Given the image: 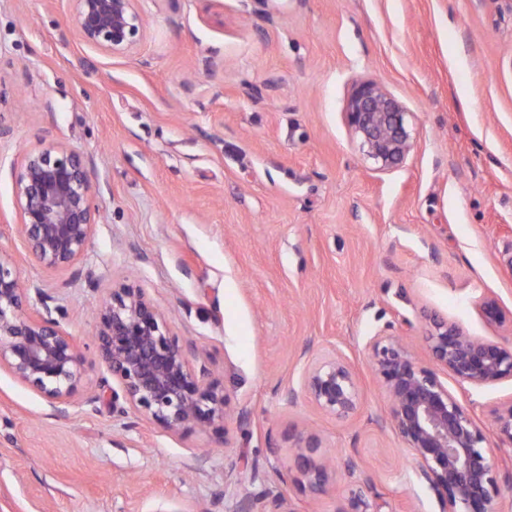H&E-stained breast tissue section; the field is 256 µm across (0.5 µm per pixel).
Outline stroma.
Segmentation results:
<instances>
[{
	"label": "stroma",
	"instance_id": "stroma-1",
	"mask_svg": "<svg viewBox=\"0 0 512 512\" xmlns=\"http://www.w3.org/2000/svg\"><path fill=\"white\" fill-rule=\"evenodd\" d=\"M143 40L110 55L79 37L72 0H0V253L84 359L67 414L0 369V512H442L388 421L365 344L385 330L432 365L433 313L481 339L512 334V0H139ZM399 100L414 146L373 170L346 123L354 83ZM77 150L100 219L85 255L27 254L15 174ZM142 289L207 367L225 437L112 410L96 309ZM495 297L501 323L481 313ZM337 350L361 407L346 421L302 386ZM449 390L480 422L512 382ZM294 399H287V392ZM315 429L336 474L312 490L292 440ZM259 478L249 482L244 460Z\"/></svg>",
	"mask_w": 512,
	"mask_h": 512
}]
</instances>
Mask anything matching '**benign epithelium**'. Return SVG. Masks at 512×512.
<instances>
[{"mask_svg": "<svg viewBox=\"0 0 512 512\" xmlns=\"http://www.w3.org/2000/svg\"><path fill=\"white\" fill-rule=\"evenodd\" d=\"M83 42L105 53L130 52L144 37L145 21L137 0H73ZM346 120L365 158L379 172L398 165L413 141L404 106L374 81L354 84ZM20 230L29 253L42 266L63 269L88 250L97 224L93 186L81 154L53 146L28 154L15 175ZM27 287L18 266L0 257V368H7L65 411L79 392L84 361L74 339L49 308L26 312ZM482 314L501 322L498 301L487 297ZM97 352L124 401L159 426L188 433L225 436L228 398L206 368H191L164 314L139 288L121 285L96 312ZM423 340L435 366L415 361L396 336L381 330L365 345L372 370L390 401L389 420L416 463L419 477L436 493L443 512H495L500 487L487 455L489 439L512 447V401L492 410L488 431L460 403L440 371L460 386L485 387L512 382V336L495 340L471 336L460 325L427 317ZM303 387L325 414L345 421L360 406L353 367L336 351L308 360ZM295 461L309 486L321 491L330 467L321 456V438L302 432L295 439ZM346 512H375L361 489L351 491Z\"/></svg>", "mask_w": 512, "mask_h": 512, "instance_id": "benign-epithelium-1", "label": "benign epithelium"}]
</instances>
